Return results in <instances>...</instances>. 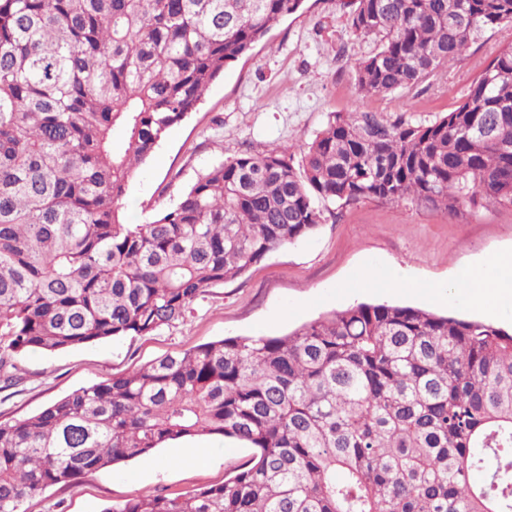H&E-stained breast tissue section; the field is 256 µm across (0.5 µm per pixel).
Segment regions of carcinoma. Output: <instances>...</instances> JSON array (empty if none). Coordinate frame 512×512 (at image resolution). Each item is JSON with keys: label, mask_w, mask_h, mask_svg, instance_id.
Returning <instances> with one entry per match:
<instances>
[{"label": "carcinoma", "mask_w": 512, "mask_h": 512, "mask_svg": "<svg viewBox=\"0 0 512 512\" xmlns=\"http://www.w3.org/2000/svg\"><path fill=\"white\" fill-rule=\"evenodd\" d=\"M365 95L410 90L512 25V0H357ZM302 0H0V380L25 352L150 336L209 289L367 199L512 206V43L431 122L338 112L300 161L246 152L126 223L136 169ZM120 138H115V131ZM221 435V484L102 512H512V333L360 302L281 336L167 355L0 421V512Z\"/></svg>", "instance_id": "obj_1"}]
</instances>
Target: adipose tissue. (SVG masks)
I'll return each instance as SVG.
<instances>
[{"label":"adipose tissue","mask_w":512,"mask_h":512,"mask_svg":"<svg viewBox=\"0 0 512 512\" xmlns=\"http://www.w3.org/2000/svg\"><path fill=\"white\" fill-rule=\"evenodd\" d=\"M455 287L471 306L487 311L512 303V253L492 256L482 266L465 271Z\"/></svg>","instance_id":"1"}]
</instances>
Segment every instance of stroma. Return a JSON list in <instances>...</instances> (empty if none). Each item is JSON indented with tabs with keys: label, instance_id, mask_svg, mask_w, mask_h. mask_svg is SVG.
Wrapping results in <instances>:
<instances>
[{
	"label": "stroma",
	"instance_id": "1",
	"mask_svg": "<svg viewBox=\"0 0 512 512\" xmlns=\"http://www.w3.org/2000/svg\"><path fill=\"white\" fill-rule=\"evenodd\" d=\"M355 0H303L253 50L231 63L188 119L171 128L141 166L125 198L129 222L175 206L203 169L272 147L301 157L331 113L382 112L429 122L455 108L476 72L512 28L485 35L466 57L426 83L388 96L360 95L353 68L378 41L349 25ZM512 252V207L479 216L416 202L364 200L324 214L315 232L272 251L236 279L211 288L184 321L151 336L113 338L16 361V385L0 381V421L29 416L75 390L157 358L232 336L281 335L358 302L388 303L482 318L512 327V307L472 308L455 290L460 272ZM377 283L362 284L365 270ZM402 276L406 287L386 280ZM245 442L217 435L168 442L125 465L95 471L27 500L26 512H102L135 494L175 496L223 483L251 460Z\"/></svg>",
	"mask_w": 512,
	"mask_h": 512
}]
</instances>
